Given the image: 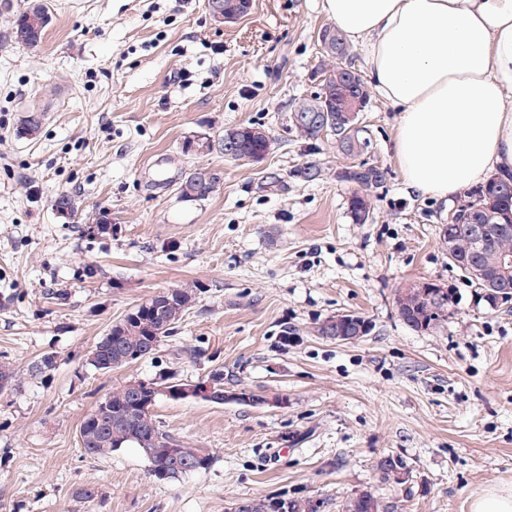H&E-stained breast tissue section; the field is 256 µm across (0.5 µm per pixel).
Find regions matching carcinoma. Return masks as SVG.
I'll use <instances>...</instances> for the list:
<instances>
[{
  "instance_id": "cac0c4a2",
  "label": "carcinoma",
  "mask_w": 512,
  "mask_h": 512,
  "mask_svg": "<svg viewBox=\"0 0 512 512\" xmlns=\"http://www.w3.org/2000/svg\"><path fill=\"white\" fill-rule=\"evenodd\" d=\"M51 15L46 4H40V12L29 13L25 7L15 13L11 37L20 44L18 32L24 30L25 48L37 47L50 23ZM321 64L317 73L328 78V92L339 117L341 110L352 98L362 96L364 102H370L368 87L360 88L347 78L346 68L352 66L349 61L351 49L341 33H336V50H321ZM320 97V91L305 96L293 105L291 114L300 118L290 122L299 136L315 144L322 140L321 127L307 120L314 100ZM249 138L240 145L247 156L267 155L273 140L265 128L251 124ZM338 153L349 159L367 154L371 149L370 138L359 132L355 135L347 132V125L339 124L332 136ZM353 180L350 184L354 191L349 198V209L355 221L370 217L373 190L382 187L387 171L366 161L353 163ZM298 175L305 182H318L328 172L317 161H309L298 169ZM180 197L195 201L197 197L208 199L204 191L187 173L179 184ZM466 224H479L483 227V243L476 249L470 237L460 231ZM452 238L455 246L448 260L452 264L473 265L481 274L464 275L465 280L474 288V293L492 292L499 287L512 286V276L499 275L498 263L502 257H512V178L509 180L492 175L476 190L467 193L462 208L455 211V224L448 227L442 238ZM201 288L197 283H186L179 287L160 291L144 299L132 308L93 348L89 355V364L98 371H112L133 361L150 357L161 343L173 333L198 298ZM457 291L451 287L437 292L424 294L418 288H403L397 292L396 303L402 305L399 317L416 331L435 329L448 322L454 314ZM0 393L14 389L19 377L8 363H0ZM184 385L175 372H164L154 386L146 387L139 378H131L112 388L102 398L95 410L96 417L84 419L82 425L83 455L90 458L106 457L123 446L139 449L149 463L151 476L159 481L175 482L189 473L206 470L212 463V456L204 448H192L167 432L152 413L151 407L165 398L163 391ZM161 392L154 393V387ZM385 481L397 485L404 484L401 476L409 475L406 462L402 457L387 456L377 463ZM243 505L240 512H319V506L303 498H290L286 495L246 498L240 500ZM338 512H388L372 491L352 496L337 505Z\"/></svg>"
}]
</instances>
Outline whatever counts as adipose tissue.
I'll return each instance as SVG.
<instances>
[{"instance_id":"adipose-tissue-1","label":"adipose tissue","mask_w":512,"mask_h":512,"mask_svg":"<svg viewBox=\"0 0 512 512\" xmlns=\"http://www.w3.org/2000/svg\"><path fill=\"white\" fill-rule=\"evenodd\" d=\"M397 111L408 189L439 199L512 171V0H321Z\"/></svg>"}]
</instances>
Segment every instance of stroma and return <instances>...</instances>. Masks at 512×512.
I'll list each match as a JSON object with an SVG mask.
<instances>
[{
	"label": "stroma",
	"mask_w": 512,
	"mask_h": 512,
	"mask_svg": "<svg viewBox=\"0 0 512 512\" xmlns=\"http://www.w3.org/2000/svg\"><path fill=\"white\" fill-rule=\"evenodd\" d=\"M11 2L0 8V362L21 381L0 395V512H225L279 493L337 512L362 489L390 512H470L487 490L512 488V306L476 303L450 264L440 230L451 206L405 186L394 108L375 94L362 114L366 159L388 171L366 223L350 213L351 184L297 175L313 159L348 164L288 128L294 102L317 89L320 0H252L223 26L205 0H46L52 22L34 49L10 39L26 0ZM32 110L39 133L18 136ZM248 123L273 139L261 162L182 151L193 134ZM204 163L223 183L181 200V177ZM61 193L76 217L54 210ZM101 211L112 233L91 231ZM419 281L459 291L431 332L397 314V289ZM187 282L202 290L155 355L89 365L130 309ZM344 311L371 333L316 335ZM45 355L53 369L30 375ZM163 371L194 382L220 371L225 389L265 403L159 400L161 425L212 456L175 482L132 447L83 456L79 427L105 394ZM389 454L409 464L405 484L377 470ZM83 487L97 498L77 499ZM335 316L336 315L329 316L317 324V326L315 327V332L317 333L318 336H324L327 339L336 341V343H344V344L350 343L351 341H354L355 339H357L354 342H352V343H355V342L361 341L363 339L361 337L368 336L373 329V325H372L371 321L367 320L366 317H364L360 314H358V316H356V314H353V315L347 314V315H345V317L349 318L350 325H351V326H349V330L356 329L359 326L358 332L356 334L357 336H351V334H350V332H348V330L346 331V330H341V329L336 330V336H327V331L330 330V325L328 324V322H330L333 319V317H335ZM354 317H357L358 320L360 321V323L361 322L363 323L364 320H367V323L370 325V328L364 332L365 325H359L358 322H354V320H353ZM362 334H363V336H361ZM358 338H360V339H358Z\"/></svg>",
	"instance_id": "obj_1"
}]
</instances>
